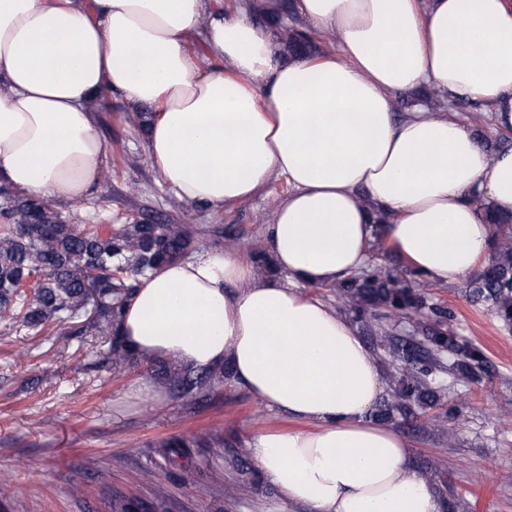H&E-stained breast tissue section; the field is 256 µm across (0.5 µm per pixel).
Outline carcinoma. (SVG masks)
I'll list each match as a JSON object with an SVG mask.
<instances>
[{"instance_id": "cac0c4a2", "label": "carcinoma", "mask_w": 512, "mask_h": 512, "mask_svg": "<svg viewBox=\"0 0 512 512\" xmlns=\"http://www.w3.org/2000/svg\"><path fill=\"white\" fill-rule=\"evenodd\" d=\"M484 220L497 228L494 255L468 283L469 295L483 304L505 326H512V218L482 204ZM201 230L192 224H121L102 228L64 218L44 199L0 187V321L12 326L41 329L63 322L70 335L93 328L108 342L107 359L115 369L135 358L120 336L122 311L139 278L160 266L188 257L200 249ZM338 300L353 310L364 327L381 336L384 323L411 314L420 317L417 328L424 340L405 338L397 344L380 343L389 362H404L391 373L384 408L377 416L387 420L403 414L414 401H440V375L473 383L482 369L483 352L461 344L455 332L428 321L452 317L451 312L426 303L415 288H404L378 267L347 278L337 289ZM233 378L229 365L194 369L179 362L163 363L157 379L185 395ZM197 441L175 437L162 443L180 455Z\"/></svg>"}]
</instances>
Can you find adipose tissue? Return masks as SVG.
<instances>
[{
    "label": "adipose tissue",
    "instance_id": "adipose-tissue-1",
    "mask_svg": "<svg viewBox=\"0 0 512 512\" xmlns=\"http://www.w3.org/2000/svg\"><path fill=\"white\" fill-rule=\"evenodd\" d=\"M291 10L335 47L284 59L262 14ZM201 51H193V42ZM441 91L512 134V0H0V182L57 202L105 167L94 105L145 120L147 151L182 202L214 213L291 187L265 238L287 283L227 243L142 277L121 336L142 357L231 364L259 404L307 422L250 454L309 512H440L407 440L372 422L383 381L350 322L308 295L362 269L376 225L432 283L474 274L512 215V143L487 148Z\"/></svg>",
    "mask_w": 512,
    "mask_h": 512
}]
</instances>
